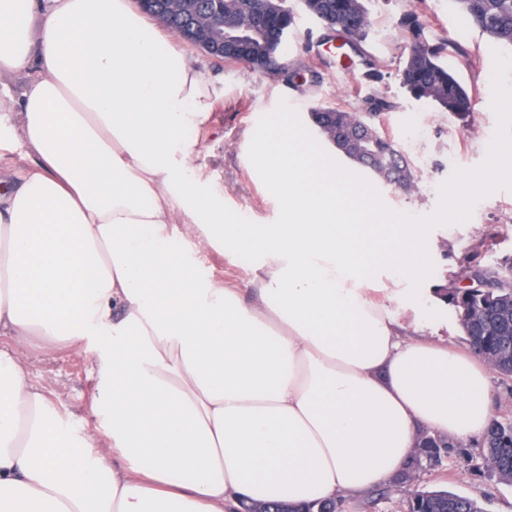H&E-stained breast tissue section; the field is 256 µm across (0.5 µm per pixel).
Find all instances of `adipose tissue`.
Masks as SVG:
<instances>
[{"label": "adipose tissue", "instance_id": "ef3b65f1", "mask_svg": "<svg viewBox=\"0 0 512 512\" xmlns=\"http://www.w3.org/2000/svg\"><path fill=\"white\" fill-rule=\"evenodd\" d=\"M0 147L34 157L0 190V336L103 338L111 454L65 430L22 354L0 347V512H224L240 500L351 498L387 482L421 430L480 437L488 365L402 340L386 269L425 264L305 134L255 145L277 224H235L183 131L216 80L133 0H0ZM257 257L246 288L200 278L214 243Z\"/></svg>", "mask_w": 512, "mask_h": 512}]
</instances>
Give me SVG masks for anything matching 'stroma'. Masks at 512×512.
Segmentation results:
<instances>
[{
	"label": "stroma",
	"mask_w": 512,
	"mask_h": 512,
	"mask_svg": "<svg viewBox=\"0 0 512 512\" xmlns=\"http://www.w3.org/2000/svg\"><path fill=\"white\" fill-rule=\"evenodd\" d=\"M288 3L295 24L284 52L298 70L294 82L200 56V63L221 80L209 121L191 129L198 173L220 196L229 217L244 224L279 223V203L251 166L256 121L284 115L308 133L314 102L351 109L373 96L386 98L393 108L378 123L411 162L415 187L406 193L374 181L370 188L394 223L418 230L427 253L423 270L401 281L410 304L407 333L464 346L457 322L434 300L432 289L463 265L492 264L512 255V50L477 29L460 27L454 0H367L371 26L364 49L377 71L371 77L361 62L345 65L335 44L323 42L319 23L302 10L300 0ZM413 8L421 13L429 42H447L449 68L479 100L469 124L431 102L414 99L396 77L407 45L399 21ZM197 272L201 278L242 288L252 268L219 249L201 254ZM19 346L64 424L104 435L103 421L91 413L96 399L94 346L74 350L38 340ZM418 483L477 497L485 512H512V486L501 484L482 464L473 442L453 439L439 464L421 471Z\"/></svg>",
	"instance_id": "stroma-1"
}]
</instances>
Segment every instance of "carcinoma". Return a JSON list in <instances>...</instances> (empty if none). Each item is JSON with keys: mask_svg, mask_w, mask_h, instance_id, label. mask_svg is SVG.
<instances>
[{"mask_svg": "<svg viewBox=\"0 0 512 512\" xmlns=\"http://www.w3.org/2000/svg\"><path fill=\"white\" fill-rule=\"evenodd\" d=\"M467 22L495 42L512 49V0H455ZM303 10L314 19L330 22L341 46L362 53V43L370 25L366 0H301ZM262 0H224V34H249L258 25ZM400 25L408 39V52L400 62L397 77L418 99L430 100L443 111L461 120L470 117L477 104L476 96L457 78L445 62L447 44L427 41L419 12L403 15ZM392 108L383 97H372L368 111H347L323 103H315L310 115L334 112L339 130L363 126L370 130L357 150L341 147L333 132L323 138L336 151L362 172L390 186L409 192L414 187V174L398 145L379 130L377 119ZM437 292L448 303L461 332L466 337L483 336L487 347L484 358L494 371L508 377V369H499L502 345L512 341V256L493 266L467 265L453 278L437 286ZM479 458L502 483L512 485V446L479 449ZM415 472L414 460L384 488L372 489L364 503L372 509L376 497L402 488L406 512H484L479 501L469 495L447 489L410 490Z\"/></svg>", "mask_w": 512, "mask_h": 512, "instance_id": "carcinoma-1", "label": "carcinoma"}]
</instances>
